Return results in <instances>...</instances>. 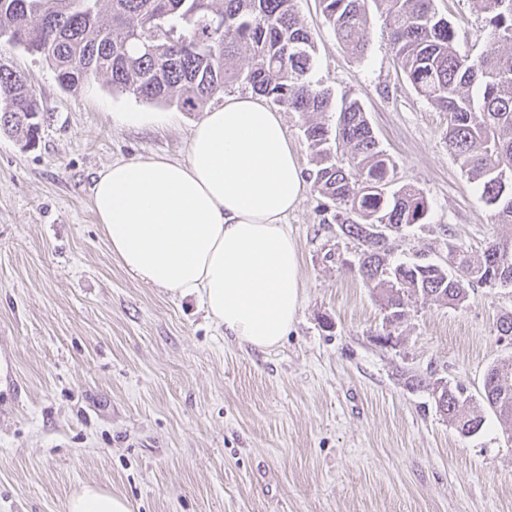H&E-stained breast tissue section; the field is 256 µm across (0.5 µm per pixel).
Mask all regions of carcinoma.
I'll return each mask as SVG.
<instances>
[{"instance_id":"1","label":"carcinoma","mask_w":512,"mask_h":512,"mask_svg":"<svg viewBox=\"0 0 512 512\" xmlns=\"http://www.w3.org/2000/svg\"><path fill=\"white\" fill-rule=\"evenodd\" d=\"M388 22L400 72L419 95L446 113L445 140L495 224H512V0H478L487 41L460 55L455 31L432 0H320L336 37L352 55L367 50L368 2ZM0 0V44L21 46L51 64L59 85L74 91L100 74L112 89L143 100L200 111L241 82L273 104L310 117L304 135L314 186L336 205L342 235L358 242L357 273L400 322L414 297L458 306L475 285L512 287V233L489 239L480 256L448 243L441 263L391 259V236L425 223L429 204L415 187H394V163L380 148L357 99L336 106L310 78L312 35L296 0ZM224 30L218 31V23ZM247 67L239 65L241 54ZM338 112L336 126L320 121ZM41 107L24 77L0 58V133L33 148ZM345 160H337V155ZM437 409L471 434L484 418L460 391H439ZM483 399L512 420V360L491 366Z\"/></svg>"}]
</instances>
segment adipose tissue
<instances>
[{"label": "adipose tissue", "mask_w": 512, "mask_h": 512, "mask_svg": "<svg viewBox=\"0 0 512 512\" xmlns=\"http://www.w3.org/2000/svg\"><path fill=\"white\" fill-rule=\"evenodd\" d=\"M305 191L282 115L258 96L231 95L194 124L186 160L114 161L91 206L129 275L198 299L225 334L267 350L301 306L286 219Z\"/></svg>", "instance_id": "adipose-tissue-1"}]
</instances>
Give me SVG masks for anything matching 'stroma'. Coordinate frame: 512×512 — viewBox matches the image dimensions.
I'll return each mask as SVG.
<instances>
[{
	"instance_id": "1",
	"label": "stroma",
	"mask_w": 512,
	"mask_h": 512,
	"mask_svg": "<svg viewBox=\"0 0 512 512\" xmlns=\"http://www.w3.org/2000/svg\"><path fill=\"white\" fill-rule=\"evenodd\" d=\"M460 53L480 51L476 0H434ZM315 45L311 79L359 99L398 184L429 202L392 257L480 255L501 228L449 153L445 113L397 74L380 11L352 57L321 12L297 0ZM43 112L40 141L0 134V512H67L94 485L131 512H512V431L482 398L512 358L496 323L512 288L474 287L461 307L411 302L393 339L350 263L335 205L308 187L287 218L303 301L280 346L224 334L199 302L141 282L110 252L91 208L118 159L182 161L197 112L113 91L99 76L63 90L44 57L0 45ZM116 112H161L129 126ZM426 386H419V379ZM465 389L485 420L458 433L429 386Z\"/></svg>"
}]
</instances>
